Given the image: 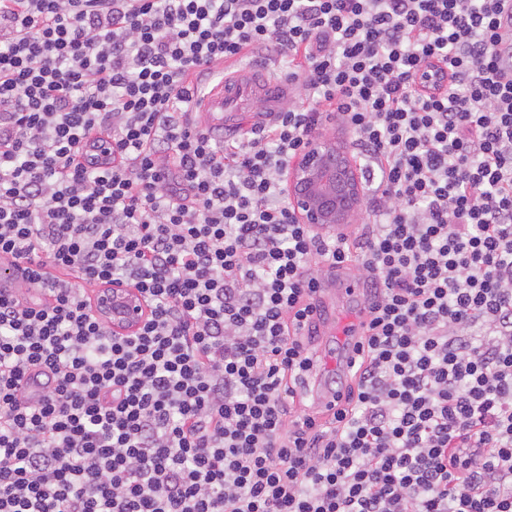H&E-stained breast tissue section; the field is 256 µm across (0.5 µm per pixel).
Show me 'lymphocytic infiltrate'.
Masks as SVG:
<instances>
[{
	"label": "lymphocytic infiltrate",
	"instance_id": "f902f5d3",
	"mask_svg": "<svg viewBox=\"0 0 512 512\" xmlns=\"http://www.w3.org/2000/svg\"><path fill=\"white\" fill-rule=\"evenodd\" d=\"M504 2L0 0V281L49 293L0 290V512H512ZM233 59L287 62L292 96L223 139L193 111ZM328 116L352 239L283 191ZM350 269L363 355L300 407ZM115 283L134 333L88 310ZM362 288L361 282L359 280L356 281H343L339 283L336 287L331 288H323L318 295L317 300L322 302L323 310L327 308L330 304H333L336 295H340L343 297H349L351 299H355L361 308L364 306V299L361 295Z\"/></svg>",
	"mask_w": 512,
	"mask_h": 512
}]
</instances>
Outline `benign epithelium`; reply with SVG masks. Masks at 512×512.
I'll use <instances>...</instances> for the list:
<instances>
[{"mask_svg": "<svg viewBox=\"0 0 512 512\" xmlns=\"http://www.w3.org/2000/svg\"><path fill=\"white\" fill-rule=\"evenodd\" d=\"M295 213L312 228L343 224L360 210L363 187L352 161L323 139L309 145L289 166L285 177ZM101 315H112V328L125 332L142 323L148 306L123 285L112 286V294L100 298Z\"/></svg>", "mask_w": 512, "mask_h": 512, "instance_id": "7a95c632", "label": "benign epithelium"}]
</instances>
